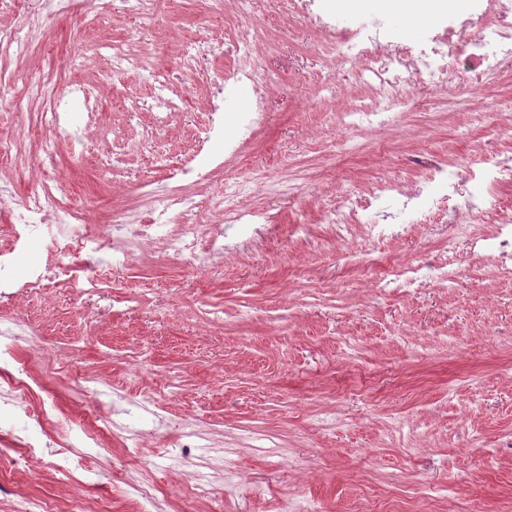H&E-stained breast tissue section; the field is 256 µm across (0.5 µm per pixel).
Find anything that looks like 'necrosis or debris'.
<instances>
[{
  "instance_id": "obj_1",
  "label": "necrosis or debris",
  "mask_w": 512,
  "mask_h": 512,
  "mask_svg": "<svg viewBox=\"0 0 512 512\" xmlns=\"http://www.w3.org/2000/svg\"><path fill=\"white\" fill-rule=\"evenodd\" d=\"M101 6L102 0H40L37 9L22 12L21 24L0 27V54L32 39L45 17L78 19ZM286 6L289 12L313 15L321 31L338 32L339 56L355 77H370L375 97L364 112L348 113L351 121L389 123L387 103L408 108V90L418 85L443 87L472 72L477 85L486 88L501 73L512 69V0H468L463 12L454 0H447L436 16L424 21L425 39L409 42L402 41L401 30L372 18L364 8L339 16L331 0H287ZM264 38L263 26L254 24L243 31L234 48L237 65L228 72L214 61L220 44L209 40L188 44L180 72L186 75L206 69L212 73L216 92L211 119L199 131L198 145L189 160L169 163L166 184H143L135 205L114 216L112 231H90L91 216L72 203L69 189L62 182L36 181L25 204L17 207L13 204V183L0 180V210L7 211L11 224V245L0 248V301L9 302L49 286L68 288L80 296L99 295L105 280L97 263L124 268L149 240L184 259H207L230 252V244L224 241L225 226H232L243 241L258 235L270 221L267 211L238 207L233 199L242 193H263L266 182L262 175L225 184L223 195L204 200L188 193L185 182L202 180L236 158L242 142L251 139L260 125L266 110L268 79L254 60ZM243 81L250 82L254 90L252 122L245 126L240 139L227 142L220 153H213L212 142L224 135V113L233 106L225 90ZM36 103L43 110L36 117L35 129L52 130L71 147L86 148L88 132L100 112L98 87L74 82L64 94L51 78L22 81L14 97L15 110L21 112ZM427 167L430 174L419 186L397 188L384 181L376 196L331 202L325 215L332 238L339 244L352 245L353 255L361 256L378 279L402 288L427 279L447 288L460 277L459 268L447 258L404 262L371 254L367 248L368 243L401 236L411 228L444 217L450 223L449 247L465 246L472 270L512 278V209L503 207L497 196L499 187L512 185V160L493 151H479L460 168L441 159L429 160ZM393 193L401 196L402 204L397 223L391 224L377 202ZM484 223L494 225L493 234L481 232ZM34 238L47 243L58 261L18 270L13 253ZM0 371L10 376L7 385L0 386V424L22 421L30 432L24 457L15 458L0 450L2 488L23 464L44 460L39 435L54 421L57 408L47 402L33 411L27 407L26 401L35 391L19 339L8 328L0 330ZM111 426L110 412L98 410L92 424L80 425L75 431L66 452L48 461L50 467L63 478H73L83 469L86 449L100 447L105 430Z\"/></svg>"
}]
</instances>
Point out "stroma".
Here are the masks:
<instances>
[{
    "instance_id": "35a3bbf8",
    "label": "stroma",
    "mask_w": 512,
    "mask_h": 512,
    "mask_svg": "<svg viewBox=\"0 0 512 512\" xmlns=\"http://www.w3.org/2000/svg\"><path fill=\"white\" fill-rule=\"evenodd\" d=\"M254 20L271 36L255 61L271 76L263 127L211 186L264 172L271 190L252 202L272 215L275 235L204 263L145 245L111 278L112 303L93 317L69 294L0 303V327L32 350V376L53 372L58 417L46 429L47 453L67 440L71 420H92L98 401L111 403L115 421L77 481L34 463L13 488L60 502L91 498L105 512H137L132 485L145 476L164 490L153 512H379L390 490L409 512H512V280L376 283L346 262L324 216L326 200L366 194L375 179L422 182L431 155L460 164L481 148L512 151V72L480 98L460 84L411 88L400 132L356 130L341 116L367 92L345 93L334 37L287 13L283 0H263L254 14L244 0H224L218 16L201 0H167L150 31L120 8L49 16L33 43L0 57V70L110 86L103 126L126 145L122 176L71 157L62 143L50 167L95 226H107L151 171L143 129L125 110L154 92L150 72L113 71V45L140 38V51L169 73L183 42L219 32L229 68L235 30ZM185 94L161 132L173 153L207 118L205 80ZM445 96L464 108L437 107ZM13 99V87L0 86V133L24 149L0 174L22 197L44 155L27 121L11 119ZM293 224L307 235L289 238ZM447 241V223L424 224L375 249L421 260ZM148 425L154 436L127 464V431ZM186 427L202 445L184 454L172 442ZM194 479L206 495L183 491Z\"/></svg>"
}]
</instances>
